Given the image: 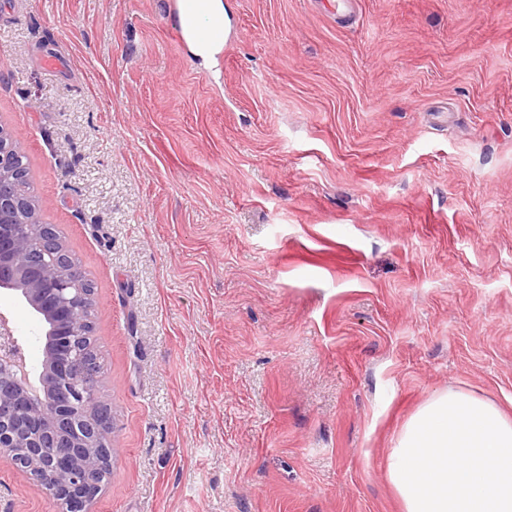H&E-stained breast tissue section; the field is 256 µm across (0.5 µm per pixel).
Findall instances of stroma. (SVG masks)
<instances>
[{"instance_id": "stroma-1", "label": "stroma", "mask_w": 512, "mask_h": 512, "mask_svg": "<svg viewBox=\"0 0 512 512\" xmlns=\"http://www.w3.org/2000/svg\"><path fill=\"white\" fill-rule=\"evenodd\" d=\"M0 0V127L95 285L94 512H402L433 394L512 414V0ZM18 343L40 327L0 293ZM0 512H58L5 460ZM200 1L197 14L192 21L188 20L182 10V0H176L175 11L180 30L184 35L188 52L196 57L199 64L205 69H211L217 63V57L224 49V1L223 0H198ZM194 24L202 33L214 27L219 31V37L208 40L193 35L188 29Z\"/></svg>"}]
</instances>
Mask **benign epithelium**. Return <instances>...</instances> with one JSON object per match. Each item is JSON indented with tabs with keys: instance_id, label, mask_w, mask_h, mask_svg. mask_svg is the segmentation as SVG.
<instances>
[{
	"instance_id": "1",
	"label": "benign epithelium",
	"mask_w": 512,
	"mask_h": 512,
	"mask_svg": "<svg viewBox=\"0 0 512 512\" xmlns=\"http://www.w3.org/2000/svg\"><path fill=\"white\" fill-rule=\"evenodd\" d=\"M23 171L16 139L0 128V290L22 299L44 330L34 383L0 313V457L59 502L61 512H93L102 492L95 464L102 449L114 454L113 422L98 413V374L79 344L86 296L78 273L46 252L39 208L24 221L15 218L21 199L14 183Z\"/></svg>"
}]
</instances>
